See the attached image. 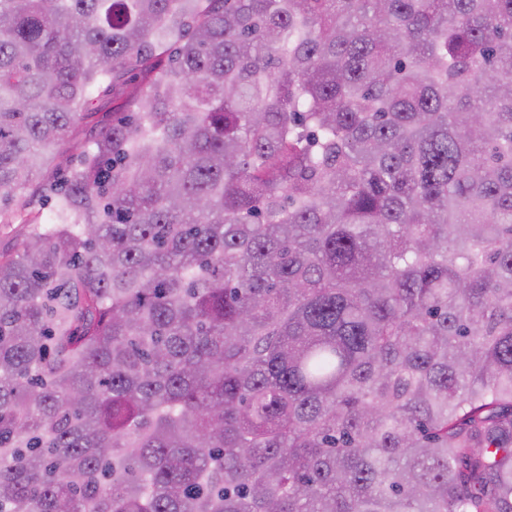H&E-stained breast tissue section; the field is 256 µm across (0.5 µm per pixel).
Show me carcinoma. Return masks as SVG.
I'll return each mask as SVG.
<instances>
[{"mask_svg": "<svg viewBox=\"0 0 512 512\" xmlns=\"http://www.w3.org/2000/svg\"><path fill=\"white\" fill-rule=\"evenodd\" d=\"M0 224V512H512V0H0ZM86 112H96L90 114V116L86 119H83L79 122V130L80 135L77 139V143H80L84 140L85 133L88 132L89 128L95 124L99 120H109L112 121V112H129L124 111L120 107V101L116 98H112L111 96L101 93L95 99L93 105L91 106V110ZM42 186L43 183L40 181L21 191L17 195L12 207L16 208L26 201L28 203L27 211H32L39 215L41 222H47L51 217V209L42 197ZM27 224H0V254H15L29 232Z\"/></svg>", "mask_w": 512, "mask_h": 512, "instance_id": "carcinoma-1", "label": "carcinoma"}]
</instances>
